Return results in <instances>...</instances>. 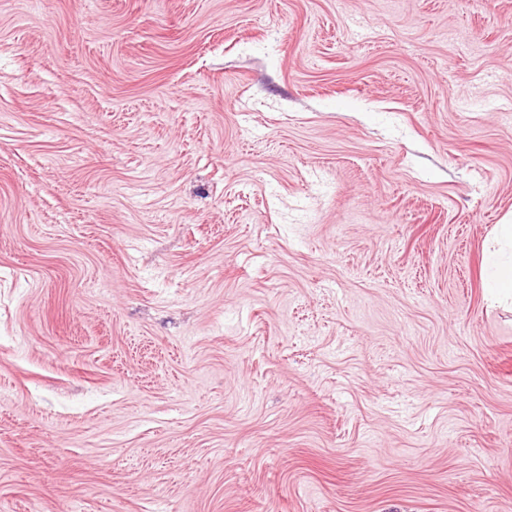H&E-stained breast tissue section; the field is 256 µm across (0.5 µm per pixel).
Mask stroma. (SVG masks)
<instances>
[{
  "mask_svg": "<svg viewBox=\"0 0 512 512\" xmlns=\"http://www.w3.org/2000/svg\"><path fill=\"white\" fill-rule=\"evenodd\" d=\"M512 0H0V512H512ZM488 282L500 294L512 297V260L510 263H503L495 257L491 258Z\"/></svg>",
  "mask_w": 512,
  "mask_h": 512,
  "instance_id": "obj_1",
  "label": "stroma"
}]
</instances>
